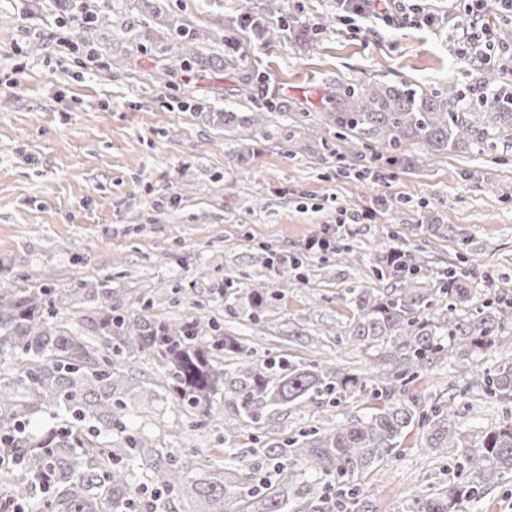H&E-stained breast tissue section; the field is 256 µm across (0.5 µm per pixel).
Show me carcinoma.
<instances>
[{
    "label": "carcinoma",
    "instance_id": "carcinoma-1",
    "mask_svg": "<svg viewBox=\"0 0 512 512\" xmlns=\"http://www.w3.org/2000/svg\"><path fill=\"white\" fill-rule=\"evenodd\" d=\"M241 18L253 36L267 42L280 28L243 4ZM66 19L81 33L103 24L109 16L91 9L86 0H72ZM463 97L448 89L440 102L424 91L378 83L349 85L338 93L337 110L323 115L325 124L341 129L336 143H324L340 153L348 136L396 149L415 137L435 148H454L471 140L482 143L489 129L512 120V100L503 96L477 113L448 106ZM424 261L416 254L394 250L382 259L381 276L395 288L374 294L348 289L354 311L341 342L347 347L375 350V376L343 372L327 360L299 361L281 354L255 358L215 321L193 318L171 322L145 310L112 304V289L102 283L80 288L85 297L82 326L59 316L65 300L55 288L0 287V432L27 428L37 409L64 410L71 421L23 448L16 472L0 471V489L17 502L37 503L40 512H143L152 499L139 487L170 495H189L200 503L196 512H377L365 492V478L395 457L407 433L419 428L424 448L442 457L460 459L462 479L436 493L408 500L403 512H460L462 502L503 473H512V419L464 436L455 428V397L430 403L410 389L420 375L450 356L492 350L512 335V299L486 302L458 314L469 300L472 269L455 266L440 279V287L412 288ZM248 319L275 306L276 292L266 284L247 283ZM148 354L164 368L161 389L142 385L148 401L172 398L189 412L206 415L212 398L224 392L232 417L224 419V438L235 435L236 423L254 424L280 409L329 399L332 406L356 399L365 391L378 404L363 416L331 420L298 438L261 449L264 464L244 478L211 461L199 467L156 446L145 434L122 438L120 446L83 434L79 423L89 420L106 430L122 428L133 388L121 360ZM464 388H480L490 399L512 402V363L494 371L460 370ZM353 482L343 501L333 494L292 497L299 473ZM48 475L40 493L39 476Z\"/></svg>",
    "mask_w": 512,
    "mask_h": 512
}]
</instances>
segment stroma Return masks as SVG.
Here are the masks:
<instances>
[{
  "label": "stroma",
  "instance_id": "stroma-1",
  "mask_svg": "<svg viewBox=\"0 0 512 512\" xmlns=\"http://www.w3.org/2000/svg\"><path fill=\"white\" fill-rule=\"evenodd\" d=\"M111 19L79 45L61 24L62 0H0V285L9 288L95 287L106 282L114 301L131 308L151 300L150 315L206 317L257 355L287 353L302 361L333 359L362 372L373 351L343 346L354 313L350 288L381 294L390 280L376 269L390 247L418 252L433 277L467 260L470 306L512 291V123H499L480 146L434 150L402 143L397 163L385 147L348 143L329 155L323 141L335 127L323 115L337 108L348 82L463 90L472 105L512 91V17L494 28L484 86L481 64L458 56L466 39L459 0H421L434 27L405 19L346 17L336 0H254L271 22H291L271 42L255 41L240 20V0H90ZM196 34L199 50L224 59L170 68ZM275 94L280 112L264 128L242 127L250 103ZM298 127L296 140L279 137ZM371 210L346 225L332 250L305 242L335 228L342 213ZM444 224L448 234L419 233ZM352 248L344 261L338 247ZM297 256L300 268L266 267V249ZM246 273L280 291L259 322L247 298L214 292L225 277ZM512 361V336L491 351L437 364L416 386L446 399L465 366L493 370ZM457 429L481 431L512 416V403L470 390L458 399ZM325 406H292L261 426L241 422L224 438V399L190 422L173 400H131L128 421L184 460L219 463L241 456L263 463L255 444L282 441L320 426ZM419 431L407 434L395 459L364 486L378 512H401L408 499L435 492L456 476V461L428 454ZM463 512H512V474L467 500Z\"/></svg>",
  "mask_w": 512,
  "mask_h": 512
}]
</instances>
